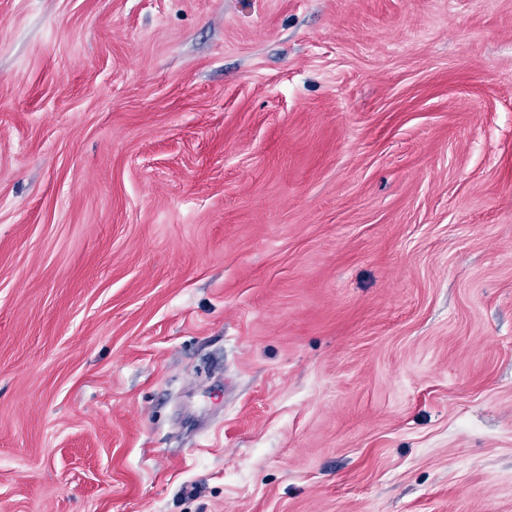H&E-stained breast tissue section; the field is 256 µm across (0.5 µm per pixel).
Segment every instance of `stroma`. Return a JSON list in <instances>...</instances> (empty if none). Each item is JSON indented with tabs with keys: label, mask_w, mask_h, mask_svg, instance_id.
<instances>
[{
	"label": "stroma",
	"mask_w": 512,
	"mask_h": 512,
	"mask_svg": "<svg viewBox=\"0 0 512 512\" xmlns=\"http://www.w3.org/2000/svg\"><path fill=\"white\" fill-rule=\"evenodd\" d=\"M0 512H512V0H0Z\"/></svg>",
	"instance_id": "obj_1"
}]
</instances>
